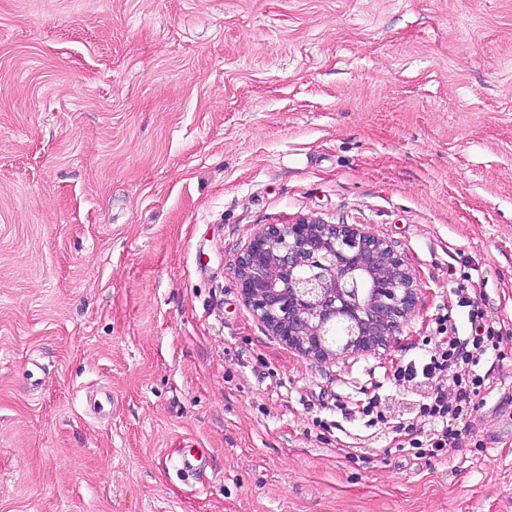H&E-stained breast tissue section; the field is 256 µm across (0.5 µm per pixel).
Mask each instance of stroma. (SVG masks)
Wrapping results in <instances>:
<instances>
[{
  "label": "stroma",
  "instance_id": "obj_1",
  "mask_svg": "<svg viewBox=\"0 0 512 512\" xmlns=\"http://www.w3.org/2000/svg\"><path fill=\"white\" fill-rule=\"evenodd\" d=\"M301 215L415 275L394 348L252 316ZM462 288L505 358L423 458L394 373ZM0 512H512V0H0Z\"/></svg>",
  "mask_w": 512,
  "mask_h": 512
}]
</instances>
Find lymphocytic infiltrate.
<instances>
[{"instance_id": "lymphocytic-infiltrate-1", "label": "lymphocytic infiltrate", "mask_w": 512, "mask_h": 512, "mask_svg": "<svg viewBox=\"0 0 512 512\" xmlns=\"http://www.w3.org/2000/svg\"><path fill=\"white\" fill-rule=\"evenodd\" d=\"M468 309L470 323L482 324L475 336H449L436 345L423 361L403 364L398 376L406 381L431 382L432 388L420 406L418 420L398 424V431L412 436L414 447L436 456L459 447L463 438L461 422L476 410V399L485 384L483 376L474 374L473 366L489 357H500L504 336L486 324L479 301L461 297Z\"/></svg>"}]
</instances>
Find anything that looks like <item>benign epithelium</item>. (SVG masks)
<instances>
[{
	"label": "benign epithelium",
	"instance_id": "1",
	"mask_svg": "<svg viewBox=\"0 0 512 512\" xmlns=\"http://www.w3.org/2000/svg\"><path fill=\"white\" fill-rule=\"evenodd\" d=\"M253 316L289 348L319 361L387 351L415 311L418 283L382 238L358 224L301 216L258 228L237 258ZM352 338L333 348L327 328Z\"/></svg>",
	"mask_w": 512,
	"mask_h": 512
}]
</instances>
